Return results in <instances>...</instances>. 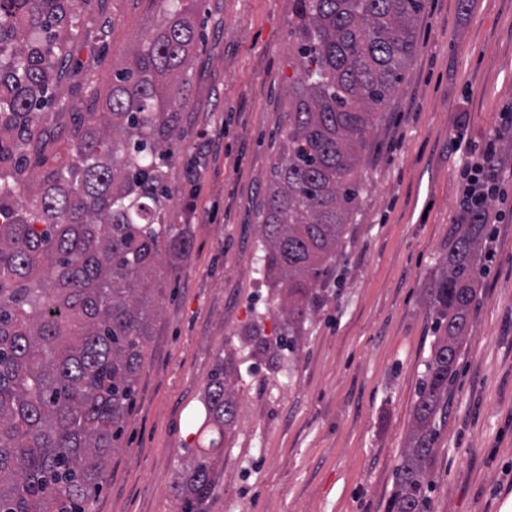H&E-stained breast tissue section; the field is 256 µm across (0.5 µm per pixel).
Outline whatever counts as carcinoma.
<instances>
[{"label": "carcinoma", "instance_id": "obj_1", "mask_svg": "<svg viewBox=\"0 0 512 512\" xmlns=\"http://www.w3.org/2000/svg\"><path fill=\"white\" fill-rule=\"evenodd\" d=\"M158 2L168 23L114 74L103 111L73 114L72 139L57 149L45 135L48 109L63 80L59 62L79 38V0H0V512H93L168 286L164 259L191 251L188 225L167 205L187 106L185 88L167 77L187 68L198 35L187 0ZM295 5L297 77L260 255L262 270L279 272L288 288L291 350L357 207L359 152L416 50L425 0ZM490 210L454 226L428 288L436 337L386 512H429ZM236 413L220 367L202 422L217 431L212 445ZM211 488L210 460L199 455L177 489L181 512H201Z\"/></svg>", "mask_w": 512, "mask_h": 512}]
</instances>
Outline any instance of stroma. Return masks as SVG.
Here are the masks:
<instances>
[{"instance_id":"stroma-1","label":"stroma","mask_w":512,"mask_h":512,"mask_svg":"<svg viewBox=\"0 0 512 512\" xmlns=\"http://www.w3.org/2000/svg\"><path fill=\"white\" fill-rule=\"evenodd\" d=\"M294 0H194L181 187L198 160L193 248L169 270L146 362L93 512H179L174 488L209 434L197 417L216 367L238 411L203 512H385L433 341L426 291L459 212L448 132L482 141L512 104V0H426L417 48L382 107L364 190L315 290L295 350L283 289L257 272L259 213L297 71ZM63 80L66 109L97 110L114 71L163 25L156 0H90ZM495 254L461 349L431 470V512H512V184L495 201Z\"/></svg>"}]
</instances>
